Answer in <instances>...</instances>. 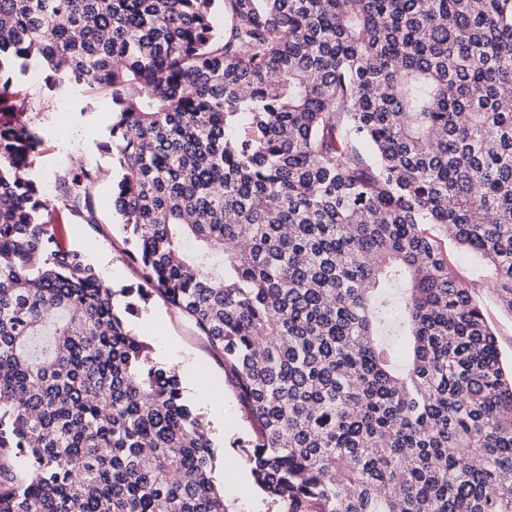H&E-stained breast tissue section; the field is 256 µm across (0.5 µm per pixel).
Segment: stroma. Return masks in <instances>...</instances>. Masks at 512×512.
I'll return each instance as SVG.
<instances>
[{"instance_id": "35a3bbf8", "label": "stroma", "mask_w": 512, "mask_h": 512, "mask_svg": "<svg viewBox=\"0 0 512 512\" xmlns=\"http://www.w3.org/2000/svg\"><path fill=\"white\" fill-rule=\"evenodd\" d=\"M17 110L0 112L1 122L35 127L43 144L30 169L38 183L54 179L71 169L72 157L88 156L98 178L91 188L97 226L82 223L64 206L58 195H50L43 219L51 228H62L63 246L80 251L87 262L113 288H139L143 281L127 253L119 219L112 206V183L117 171L112 164L109 129L112 125V98L109 91L84 84L50 88L44 78L22 75L13 85ZM448 258L459 274L478 287L477 296L487 321L497 335L505 359H512V315L493 299L487 286L490 269L473 255L449 244ZM127 323L132 333L145 341L155 362L175 368L182 381L185 399L198 412L224 415L223 428L211 429L218 461L215 477L224 488L229 512H277L255 485L248 465L240 455V444L252 433L249 416L224 379V369L199 336L193 323L170 309L160 297L140 304Z\"/></svg>"}]
</instances>
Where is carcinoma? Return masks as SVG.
I'll return each mask as SVG.
<instances>
[{"label": "carcinoma", "mask_w": 512, "mask_h": 512, "mask_svg": "<svg viewBox=\"0 0 512 512\" xmlns=\"http://www.w3.org/2000/svg\"><path fill=\"white\" fill-rule=\"evenodd\" d=\"M44 66L111 91L118 292L205 338L281 512H512V365L445 246L512 313V0H0V106ZM41 145L0 125V512H228L175 370L51 248ZM95 179L58 178L88 224Z\"/></svg>", "instance_id": "cac0c4a2"}]
</instances>
